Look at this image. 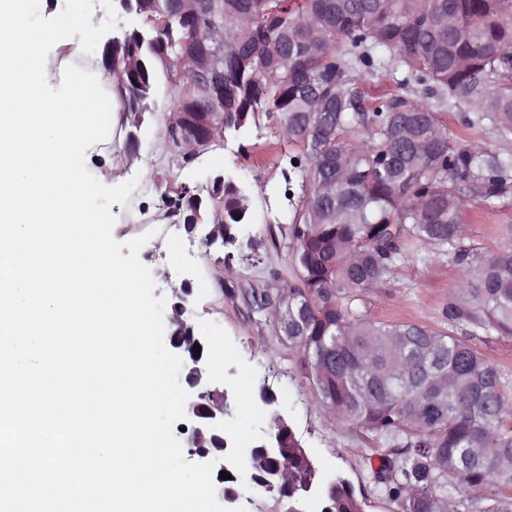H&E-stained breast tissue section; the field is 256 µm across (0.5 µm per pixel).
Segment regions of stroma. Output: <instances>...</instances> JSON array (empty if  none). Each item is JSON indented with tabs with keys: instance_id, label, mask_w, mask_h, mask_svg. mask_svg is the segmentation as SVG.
Listing matches in <instances>:
<instances>
[{
	"instance_id": "stroma-1",
	"label": "stroma",
	"mask_w": 512,
	"mask_h": 512,
	"mask_svg": "<svg viewBox=\"0 0 512 512\" xmlns=\"http://www.w3.org/2000/svg\"><path fill=\"white\" fill-rule=\"evenodd\" d=\"M174 94L172 86L160 83L153 113L143 121L134 149H126L123 139L111 135L86 152V166L94 176L111 168L107 185L137 182L126 204L110 208L116 217L114 238L126 242L148 235L140 259L155 281L154 297L171 298L182 283L190 284V322L206 341L211 367L223 378L224 430L230 440L258 445L268 439L271 428L253 424L252 410L266 415L279 412L315 460L321 481L343 475L363 496L366 512H396L372 480L364 445L353 432L339 429L321 403L301 349L256 311L255 297L276 296L292 280L288 248L292 207L284 197L288 148L281 144L275 123L261 122L239 138L213 145L192 166L183 168L160 149V128ZM164 173L176 186L187 183L207 189L218 174L246 185L251 217L240 226L236 245L206 248L199 235L186 233L183 225L167 218L161 196L168 185L159 182ZM466 222V246L484 255L506 243L512 207L470 205ZM462 275L447 257L424 261L416 251H409L391 277L366 296L364 309L378 321L447 328L448 296ZM247 460V454H240L230 482L239 493V506L245 512H288L287 499L254 487Z\"/></svg>"
}]
</instances>
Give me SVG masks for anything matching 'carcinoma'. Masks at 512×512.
Segmentation results:
<instances>
[{"label":"carcinoma","instance_id":"1","mask_svg":"<svg viewBox=\"0 0 512 512\" xmlns=\"http://www.w3.org/2000/svg\"><path fill=\"white\" fill-rule=\"evenodd\" d=\"M143 17L113 33L107 60L125 145L151 111L160 80L175 89L162 144L189 130L224 135L276 121L288 153L287 184L308 180L293 208V282L282 289L288 341L337 424L380 455L374 470L398 512H512V378L472 340L512 337V242L476 258L464 245L465 199L512 205V153L454 137L444 113L463 104L464 125L512 139V0H180L117 2ZM167 18L164 25L158 19ZM390 61L428 101L383 84L365 89L360 68ZM168 217L185 230L223 224L224 244L250 219V196L213 180L204 198L186 185ZM464 267L448 297V329L374 321L364 297L409 246ZM329 361L316 368L311 356ZM256 487L321 512H364L352 484H317L311 455L288 450V477L261 446L250 450Z\"/></svg>","mask_w":512,"mask_h":512}]
</instances>
